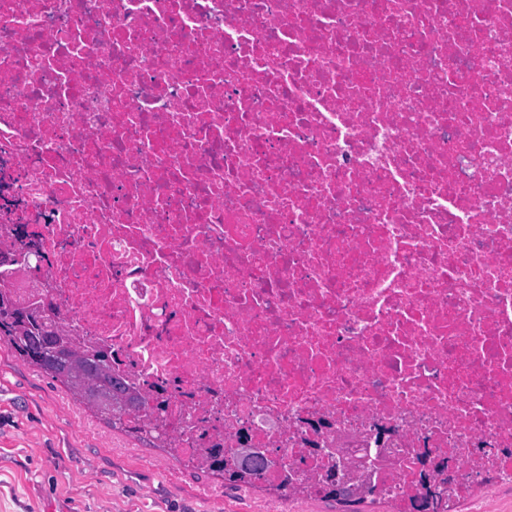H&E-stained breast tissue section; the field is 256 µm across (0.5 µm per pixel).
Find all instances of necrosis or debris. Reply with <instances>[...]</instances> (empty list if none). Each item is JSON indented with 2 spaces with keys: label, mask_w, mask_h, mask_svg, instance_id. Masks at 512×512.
<instances>
[{
  "label": "necrosis or debris",
  "mask_w": 512,
  "mask_h": 512,
  "mask_svg": "<svg viewBox=\"0 0 512 512\" xmlns=\"http://www.w3.org/2000/svg\"><path fill=\"white\" fill-rule=\"evenodd\" d=\"M0 295L111 351L187 459L481 503L512 484V0H0Z\"/></svg>",
  "instance_id": "1"
}]
</instances>
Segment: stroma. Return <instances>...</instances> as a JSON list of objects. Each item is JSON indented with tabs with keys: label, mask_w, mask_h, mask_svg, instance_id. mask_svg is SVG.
<instances>
[{
	"label": "stroma",
	"mask_w": 512,
	"mask_h": 512,
	"mask_svg": "<svg viewBox=\"0 0 512 512\" xmlns=\"http://www.w3.org/2000/svg\"><path fill=\"white\" fill-rule=\"evenodd\" d=\"M0 512H392L236 485L111 429L0 342Z\"/></svg>",
	"instance_id": "1"
}]
</instances>
